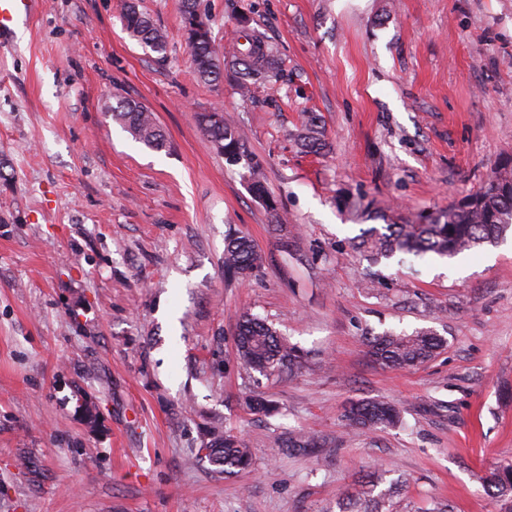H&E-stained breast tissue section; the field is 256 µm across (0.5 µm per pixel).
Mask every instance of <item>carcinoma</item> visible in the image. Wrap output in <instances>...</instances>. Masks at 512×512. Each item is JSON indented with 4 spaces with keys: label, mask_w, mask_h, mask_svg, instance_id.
Masks as SVG:
<instances>
[{
    "label": "carcinoma",
    "mask_w": 512,
    "mask_h": 512,
    "mask_svg": "<svg viewBox=\"0 0 512 512\" xmlns=\"http://www.w3.org/2000/svg\"><path fill=\"white\" fill-rule=\"evenodd\" d=\"M184 28L191 49L195 72L204 82L222 78L224 62L208 33L198 30L197 0H183ZM123 26L129 36L141 45L164 57L167 36L161 28L140 12L136 5L123 4ZM239 38L248 47L240 52L239 86L249 89L258 82H269L277 77L264 38L256 31L244 29ZM112 119L119 122L137 140L153 149L166 145V137L152 112L133 100H123L112 108ZM206 134L229 159L240 154L242 134L224 123V112L214 110L201 115ZM302 146L319 152L325 142L318 131V118L310 117L308 133ZM512 232V158L499 163L476 192L448 205V210L426 217L416 224H386L371 227L353 242L352 249L375 263L390 259L398 253L415 257L426 255L451 259L484 245H495ZM264 264L262 253L252 241L236 231L224 238V269L245 280L260 271ZM444 345V339L425 328L412 334L386 332L367 340L369 352L376 363L388 368L416 366L432 359ZM236 355L250 372L272 375L293 372L301 368L304 353L281 336L266 320L251 314L243 315L235 338ZM345 426L354 430H378L401 423L400 408L384 400H361L345 409ZM320 437L301 431L288 435L290 448H319ZM208 460L226 472L251 468L252 452L246 441L230 432L215 434L207 442ZM487 494L492 498H512V461L498 463L484 479ZM374 489L363 486L355 495L338 498L340 512H390V502L396 488L373 495Z\"/></svg>",
    "instance_id": "cac0c4a2"
}]
</instances>
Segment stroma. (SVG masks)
<instances>
[{
    "mask_svg": "<svg viewBox=\"0 0 512 512\" xmlns=\"http://www.w3.org/2000/svg\"><path fill=\"white\" fill-rule=\"evenodd\" d=\"M122 2L45 0L0 47V512H336L380 479L403 484L394 512H512L483 488L512 459V236L442 260L351 247L512 156V0H200L221 58L244 27L273 52L277 82L246 95L229 73L196 79L180 0H138L162 59ZM122 98L164 149L113 121ZM216 107L239 160L200 127ZM310 112L318 154L298 141ZM231 230L266 258L246 282L224 271ZM247 312L308 351L300 373L242 369ZM420 328L445 341L432 360L373 362L367 337ZM366 398L399 403L402 425L349 431ZM215 430L246 439L250 470L199 456ZM292 430L323 447L279 445ZM121 17L124 29L131 38L145 48H150L159 55V58L165 57L168 44L166 34L148 16L140 12L135 4L129 5L125 1ZM112 119L119 122L140 142L153 149H162L166 137L152 112L133 100H122L112 108Z\"/></svg>",
    "mask_w": 512,
    "mask_h": 512,
    "instance_id": "1",
    "label": "stroma"
}]
</instances>
